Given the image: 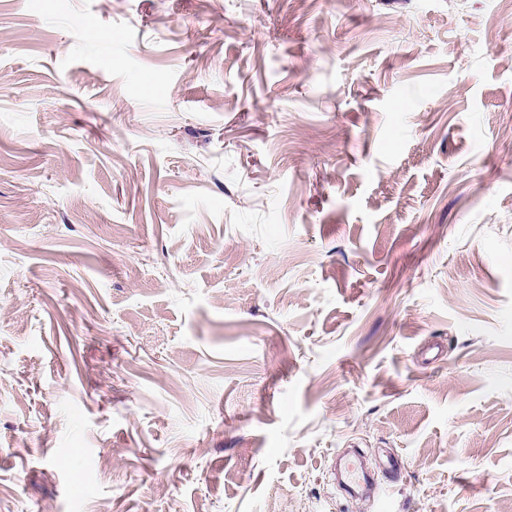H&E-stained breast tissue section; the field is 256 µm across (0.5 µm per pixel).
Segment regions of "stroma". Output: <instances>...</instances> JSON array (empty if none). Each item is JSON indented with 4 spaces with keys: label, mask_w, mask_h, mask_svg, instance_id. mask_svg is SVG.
Masks as SVG:
<instances>
[{
    "label": "stroma",
    "mask_w": 512,
    "mask_h": 512,
    "mask_svg": "<svg viewBox=\"0 0 512 512\" xmlns=\"http://www.w3.org/2000/svg\"><path fill=\"white\" fill-rule=\"evenodd\" d=\"M0 512H512L504 0H0Z\"/></svg>",
    "instance_id": "35a3bbf8"
}]
</instances>
